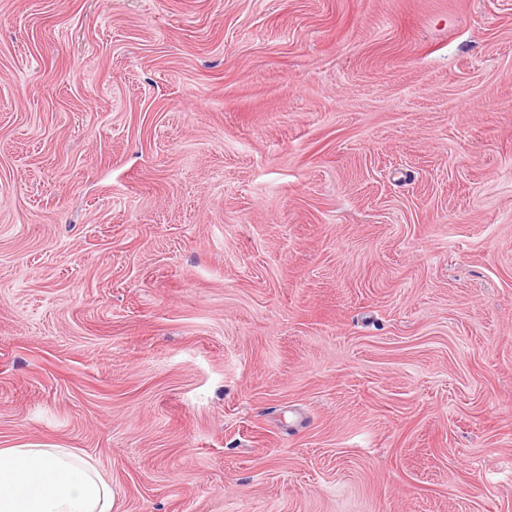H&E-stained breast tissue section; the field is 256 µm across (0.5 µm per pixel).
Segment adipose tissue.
<instances>
[{
  "instance_id": "obj_1",
  "label": "adipose tissue",
  "mask_w": 512,
  "mask_h": 512,
  "mask_svg": "<svg viewBox=\"0 0 512 512\" xmlns=\"http://www.w3.org/2000/svg\"><path fill=\"white\" fill-rule=\"evenodd\" d=\"M115 493L73 448H0V512H113Z\"/></svg>"
}]
</instances>
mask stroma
Here are the masks:
<instances>
[{
	"label": "stroma",
	"mask_w": 512,
	"mask_h": 512,
	"mask_svg": "<svg viewBox=\"0 0 512 512\" xmlns=\"http://www.w3.org/2000/svg\"><path fill=\"white\" fill-rule=\"evenodd\" d=\"M119 512H512V0H0V448Z\"/></svg>",
	"instance_id": "1"
}]
</instances>
